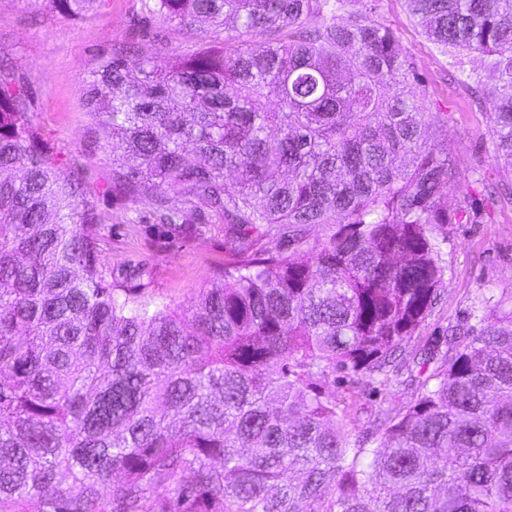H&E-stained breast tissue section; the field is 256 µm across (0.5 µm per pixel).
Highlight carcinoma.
<instances>
[{"label": "carcinoma", "instance_id": "carcinoma-1", "mask_svg": "<svg viewBox=\"0 0 512 512\" xmlns=\"http://www.w3.org/2000/svg\"><path fill=\"white\" fill-rule=\"evenodd\" d=\"M404 3L456 67L485 58L494 82L463 84L492 104L512 170V0ZM141 11L213 36L164 69L118 49L89 71L112 191L136 204L151 185L162 226L230 225L232 259L187 307L108 278L102 213L0 61V512H512L500 302L414 353L410 401L360 438L317 389L338 367L388 380L444 288L438 233L472 222L444 202L447 126L394 32L363 0Z\"/></svg>", "mask_w": 512, "mask_h": 512}]
</instances>
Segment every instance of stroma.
I'll list each match as a JSON object with an SVG mask.
<instances>
[{
	"mask_svg": "<svg viewBox=\"0 0 512 512\" xmlns=\"http://www.w3.org/2000/svg\"><path fill=\"white\" fill-rule=\"evenodd\" d=\"M371 16L396 34L399 47L421 76L430 97L432 122L448 127V148L457 172L447 192L449 208L467 199L477 222L450 224L443 244L444 280L436 303L406 351L429 346L461 323L474 301L495 296L512 308V171L493 153V116L478 106L464 71L486 73L479 55L453 65L422 35L403 0H375ZM198 35L140 12L139 0H97L88 17L45 10L31 12L25 0H0V59L12 62L28 86L41 142L59 161L80 173L88 194L104 217L99 228V262L113 277L143 288L160 301L181 304L210 284L230 258V234L216 230L200 235L189 226L166 230L152 224L148 203L132 205L112 192L111 165L91 139L107 141L87 113L84 77L114 46L128 44L140 56L165 66L177 50L195 46ZM324 391L338 401L361 390L364 407L349 414L347 428L358 435L368 420L393 416L415 388L408 370L382 387L368 377L343 372L328 375Z\"/></svg>",
	"mask_w": 512,
	"mask_h": 512,
	"instance_id": "35a3bbf8",
	"label": "stroma"
}]
</instances>
